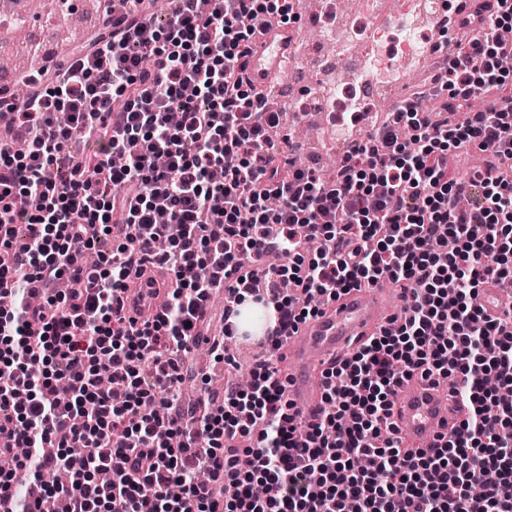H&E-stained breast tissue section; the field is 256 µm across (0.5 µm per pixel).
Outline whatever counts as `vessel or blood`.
Returning a JSON list of instances; mask_svg holds the SVG:
<instances>
[{
  "mask_svg": "<svg viewBox=\"0 0 512 512\" xmlns=\"http://www.w3.org/2000/svg\"><path fill=\"white\" fill-rule=\"evenodd\" d=\"M293 39L291 28L273 25L265 29L248 57L247 72L254 86L266 87L287 71L294 60ZM164 281L161 272L151 267L132 276L134 293L124 304L126 316L139 322L154 319L159 313L158 298L165 292ZM387 318V291L375 287L350 291L327 303L316 318L301 324L287 341V393L293 410L306 420H315L321 408V396L315 388L319 366L364 341ZM465 415L466 408L457 400L451 383L419 379L401 389L392 410L401 436L417 448L427 447Z\"/></svg>",
  "mask_w": 512,
  "mask_h": 512,
  "instance_id": "1",
  "label": "vessel or blood"
}]
</instances>
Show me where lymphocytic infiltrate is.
<instances>
[{
	"mask_svg": "<svg viewBox=\"0 0 512 512\" xmlns=\"http://www.w3.org/2000/svg\"><path fill=\"white\" fill-rule=\"evenodd\" d=\"M153 2L124 0L111 32L0 101V499L11 512H512V310L480 302L512 274V43L499 35L512 0L433 76L431 105L359 141L329 186L274 165L280 114L246 76L257 32L244 19L288 24L287 0H176L163 26ZM471 149L484 166L464 184L454 159ZM274 251L285 264L239 263ZM147 265L171 286L138 326L121 310ZM224 279L273 307L270 353L321 301L411 290L402 318L324 370L305 424L266 359L222 405L183 401L181 355ZM418 374L459 382L468 416L409 449L391 415ZM59 469L68 484L51 481Z\"/></svg>",
	"mask_w": 512,
	"mask_h": 512,
	"instance_id": "obj_1",
	"label": "lymphocytic infiltrate"
}]
</instances>
